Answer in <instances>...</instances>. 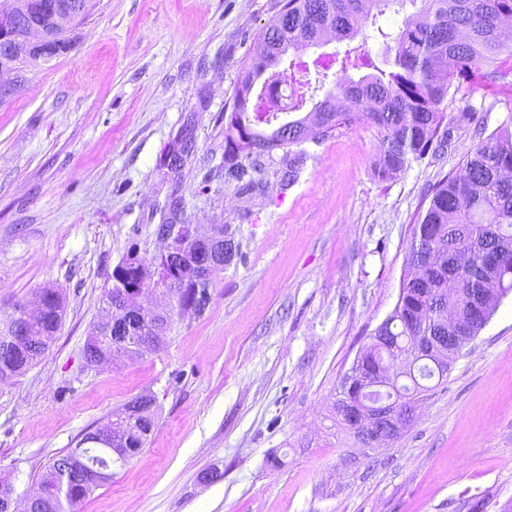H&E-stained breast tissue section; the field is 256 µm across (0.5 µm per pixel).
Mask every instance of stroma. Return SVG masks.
<instances>
[{
	"instance_id": "1",
	"label": "stroma",
	"mask_w": 512,
	"mask_h": 512,
	"mask_svg": "<svg viewBox=\"0 0 512 512\" xmlns=\"http://www.w3.org/2000/svg\"><path fill=\"white\" fill-rule=\"evenodd\" d=\"M282 0H94L49 60L0 75V317L57 289L44 357L0 380V481L16 495L136 397H155L145 446L76 512H512V293L398 439L339 427L342 376L393 311L430 185L459 172L477 128L512 108V77L465 82L451 140L379 181L375 128L357 123L280 156L266 193L225 183L224 111ZM195 139L178 172L163 151ZM184 222L228 224L239 256L162 349L87 367L113 269L148 259L170 194Z\"/></svg>"
}]
</instances>
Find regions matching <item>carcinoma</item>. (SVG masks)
Segmentation results:
<instances>
[{
	"label": "carcinoma",
	"instance_id": "carcinoma-1",
	"mask_svg": "<svg viewBox=\"0 0 512 512\" xmlns=\"http://www.w3.org/2000/svg\"><path fill=\"white\" fill-rule=\"evenodd\" d=\"M264 28L256 60L243 68L233 107L224 111V181L242 191L264 190L266 184L253 178L264 160L283 152L288 162V180H294L296 165L303 161L301 145L324 140L336 131L366 122L375 128L382 150V181L394 179L414 162L424 159L436 142L445 139L448 111L453 109L461 82L479 76L495 82L507 76L500 69L501 56L512 57V29L501 21L512 18V0H288ZM412 8L407 21L395 34L380 18ZM372 28V37L384 45L382 61L375 60L364 45L346 50L332 89L314 104V112L336 100L341 104L326 113L325 124L306 129L299 125L308 117L280 120L266 101L271 88L281 84L291 89L288 112L306 107L307 93L297 87L295 70L302 68V52L324 41L334 32L340 41L354 39ZM282 69L263 77L267 59ZM370 73L355 80L348 67ZM512 115L489 135L478 140L459 173L435 183L426 195L428 203L419 214L407 252V267L398 301L387 318L382 347L368 346L364 358L352 369L361 385L337 389L336 402L393 400L410 407L442 381L443 370L432 355L408 353L418 336H446L448 324L440 314L456 312L460 324L478 334L495 312V306L512 292ZM126 257L112 273L114 284L127 281L145 293L158 288L157 267L161 256L145 259L133 267ZM212 282L196 288L191 275L175 287L176 305L166 316L146 313L130 320V334L117 337L92 327L86 343L88 357L116 364L125 356L128 340L165 336L175 317L189 310L204 309ZM29 299L49 305L50 312L64 316V301L53 288H39ZM62 322H40L27 327L32 344L15 360L30 367L44 355L42 337L55 339ZM154 427L153 412L129 415L112 422L108 440L119 445L122 460L133 457L146 444ZM98 433L85 435L79 451L80 468L62 479V467L70 454L53 459L37 488L26 494L31 500L26 512H73L99 484L87 476L89 470L112 468V454L96 441Z\"/></svg>",
	"mask_w": 512,
	"mask_h": 512
}]
</instances>
